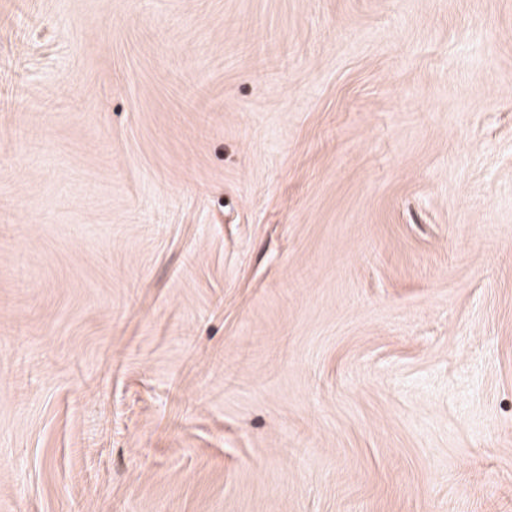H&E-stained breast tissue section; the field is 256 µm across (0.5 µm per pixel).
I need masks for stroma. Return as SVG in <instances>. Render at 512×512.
Wrapping results in <instances>:
<instances>
[{
    "mask_svg": "<svg viewBox=\"0 0 512 512\" xmlns=\"http://www.w3.org/2000/svg\"><path fill=\"white\" fill-rule=\"evenodd\" d=\"M0 512H512V0H0Z\"/></svg>",
    "mask_w": 512,
    "mask_h": 512,
    "instance_id": "35a3bbf8",
    "label": "stroma"
}]
</instances>
